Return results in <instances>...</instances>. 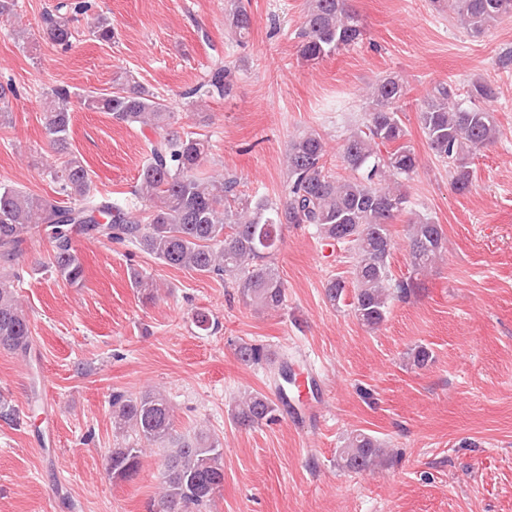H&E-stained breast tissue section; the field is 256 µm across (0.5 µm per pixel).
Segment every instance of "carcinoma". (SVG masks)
Wrapping results in <instances>:
<instances>
[{"instance_id": "obj_1", "label": "carcinoma", "mask_w": 512, "mask_h": 512, "mask_svg": "<svg viewBox=\"0 0 512 512\" xmlns=\"http://www.w3.org/2000/svg\"><path fill=\"white\" fill-rule=\"evenodd\" d=\"M437 10H448L459 25L474 36L512 16V0H433ZM229 32L244 43L253 19L242 0H230L226 9ZM43 36L63 49L75 39L71 19L51 14L44 18ZM92 35L105 42L114 37L112 19L100 15ZM366 28L347 0H306L297 46L298 57L316 62L333 52L363 43ZM236 81L235 67L216 64L207 79L184 93V98L226 97ZM115 91L87 95L83 106L106 112L125 124L139 123L161 131L150 144L148 162L141 168L134 196L145 206L121 207L91 195L92 181L84 162L70 150L71 91L58 86L52 106L45 112V130L52 150L60 156L50 177L62 192L79 199L65 209L57 201L25 191L0 187V349L27 355L32 349L30 320L15 296L20 276L13 262L26 236L42 226L52 228L54 272L71 286L82 284L84 267L72 246L71 234L128 242L163 264L201 275L224 277L239 299L255 309H278L286 288L271 262L284 227L312 225L328 243L346 242L355 250L352 270V313L363 327L374 330L386 319L390 299H406L420 287L424 274L445 249L441 225L421 217L408 219V256L411 273L394 278L389 267L393 241L389 226L408 212L411 204L405 181L419 161L412 146L404 143L406 130L399 115L405 96L403 81L388 75L376 82L367 97L366 119L344 139L341 159L352 172L334 176L326 167L327 142L315 130H306L288 144V180L284 200L240 190V181L229 175L207 179L199 168L209 153L208 140L181 136L169 130L174 120L163 100L149 89L131 83L129 76L115 78ZM497 88L476 80L467 88L451 81L436 84L417 109V120L433 156L448 164L451 185L457 192L469 189L472 159L492 143L498 126L489 104ZM132 288L153 300L157 288L141 269L127 270ZM346 282L330 279L325 288L331 304L343 298ZM244 363L272 362L263 346L241 343L235 348ZM277 408L266 395L250 391L232 409L235 424L251 428L275 419ZM115 429L134 437L112 449L108 473L116 480H130L141 468L144 449H163L161 512H209L215 495L224 487V449L208 431L189 436L174 432L173 408L156 390L139 395L112 394ZM382 455L377 439L354 433L338 449L337 464L362 472Z\"/></svg>"}]
</instances>
